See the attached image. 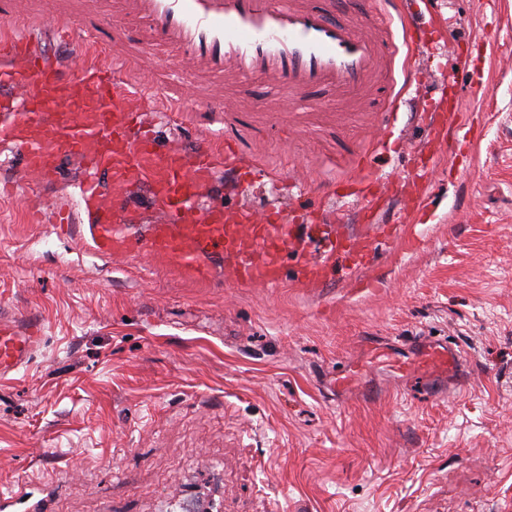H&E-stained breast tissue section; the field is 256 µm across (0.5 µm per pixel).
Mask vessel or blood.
Listing matches in <instances>:
<instances>
[{
    "instance_id": "b4317fda",
    "label": "vessel or blood",
    "mask_w": 512,
    "mask_h": 512,
    "mask_svg": "<svg viewBox=\"0 0 512 512\" xmlns=\"http://www.w3.org/2000/svg\"><path fill=\"white\" fill-rule=\"evenodd\" d=\"M49 12L30 0H0V142L20 151L24 175L48 180L60 174L64 158L90 159L80 182L88 222L83 240L95 253L139 259L173 269L180 277L205 283L215 273L211 257L225 259L224 278L241 285L280 287L285 245L293 236L280 211L229 207L220 202L200 207L214 187L218 172L232 175L233 189L255 181L280 184L287 172L257 156H245L237 142L215 144L213 132L197 133L194 153L160 145L152 129L129 133L138 110L177 112L180 100L151 95L138 68L145 50L162 52L177 69L190 72L199 100L208 111L232 119L229 97L242 86L259 90L272 112H309L318 103L349 105L378 95L391 99L395 90H409V70H397L399 47L393 21L411 28V0H380L364 12L346 9V0H51ZM50 28L75 37V52L93 46L97 56L79 73L64 61L41 55L34 31ZM397 113L386 112L366 149L363 167L370 179L320 183L305 206L306 221L319 229L330 220L325 199L333 186L355 196L376 197L399 167L400 152L389 140ZM445 113L430 116L428 142L441 143L464 132ZM429 166L408 170L415 191L398 224L381 239L420 246L408 224L428 198L437 173ZM143 184L151 191L156 223L139 227L119 223L130 210L127 189ZM378 245L364 237L324 238L319 257L305 261L301 281L317 287L337 256L350 259L353 270L372 266ZM43 327L0 321V375L28 369L34 343ZM417 352L400 362L406 373L455 372L456 353L428 342L411 340Z\"/></svg>"
}]
</instances>
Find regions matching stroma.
<instances>
[{"mask_svg":"<svg viewBox=\"0 0 512 512\" xmlns=\"http://www.w3.org/2000/svg\"><path fill=\"white\" fill-rule=\"evenodd\" d=\"M447 22L439 57L412 51L420 88L397 109L409 143L426 135L434 92L456 102L470 141L440 150L415 227L423 241L377 255L355 292L342 273L303 287L288 256L276 289L196 284L146 261L84 249L81 163L21 182L0 143V316L43 325L29 370L0 377V495L27 484L44 512H512V0H430ZM146 64L179 91L198 130L190 76ZM233 133L289 177L325 162L352 175L376 117L336 104L280 117L239 90ZM70 229L32 224V206ZM425 336L464 366L448 393L368 371L336 373Z\"/></svg>","mask_w":512,"mask_h":512,"instance_id":"1","label":"stroma"}]
</instances>
